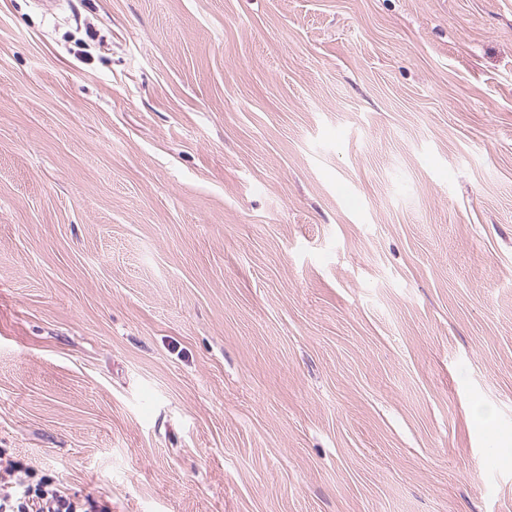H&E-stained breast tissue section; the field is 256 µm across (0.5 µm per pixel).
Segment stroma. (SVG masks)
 I'll list each match as a JSON object with an SVG mask.
<instances>
[{"mask_svg":"<svg viewBox=\"0 0 512 512\" xmlns=\"http://www.w3.org/2000/svg\"><path fill=\"white\" fill-rule=\"evenodd\" d=\"M0 451L512 512V0H0Z\"/></svg>","mask_w":512,"mask_h":512,"instance_id":"stroma-1","label":"stroma"}]
</instances>
